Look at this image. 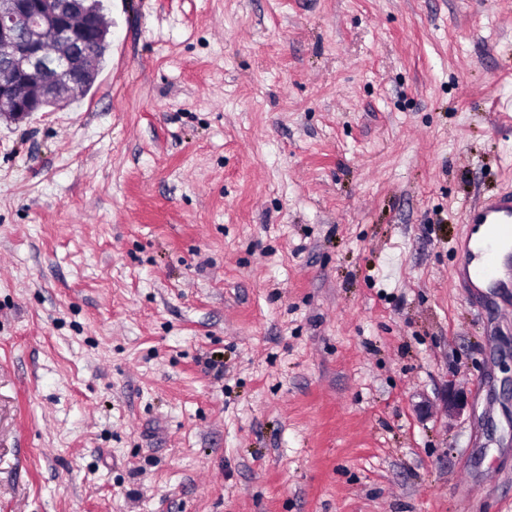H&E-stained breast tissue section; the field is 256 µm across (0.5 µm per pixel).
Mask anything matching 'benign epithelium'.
Returning <instances> with one entry per match:
<instances>
[{
  "mask_svg": "<svg viewBox=\"0 0 512 512\" xmlns=\"http://www.w3.org/2000/svg\"><path fill=\"white\" fill-rule=\"evenodd\" d=\"M107 35L105 17L74 0H0V112L20 122L80 98Z\"/></svg>",
  "mask_w": 512,
  "mask_h": 512,
  "instance_id": "7a95c632",
  "label": "benign epithelium"
}]
</instances>
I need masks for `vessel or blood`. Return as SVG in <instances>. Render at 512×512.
I'll return each instance as SVG.
<instances>
[{
    "instance_id": "obj_1",
    "label": "vessel or blood",
    "mask_w": 512,
    "mask_h": 512,
    "mask_svg": "<svg viewBox=\"0 0 512 512\" xmlns=\"http://www.w3.org/2000/svg\"><path fill=\"white\" fill-rule=\"evenodd\" d=\"M457 276L471 288H512V263L500 265L498 244L512 243V193L465 210Z\"/></svg>"
}]
</instances>
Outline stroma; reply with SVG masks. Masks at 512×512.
Here are the masks:
<instances>
[{
  "label": "stroma",
  "mask_w": 512,
  "mask_h": 512,
  "mask_svg": "<svg viewBox=\"0 0 512 512\" xmlns=\"http://www.w3.org/2000/svg\"><path fill=\"white\" fill-rule=\"evenodd\" d=\"M104 4L0 118V512H512V0ZM464 239L457 245L456 275L468 288H512V263L503 268L497 244L512 243V193L469 207L462 217Z\"/></svg>",
  "instance_id": "35a3bbf8"
}]
</instances>
